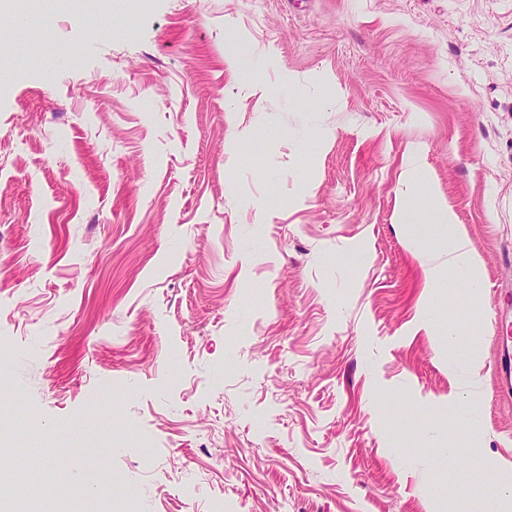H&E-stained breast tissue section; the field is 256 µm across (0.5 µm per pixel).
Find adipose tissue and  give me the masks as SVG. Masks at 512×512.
<instances>
[{
  "label": "adipose tissue",
  "mask_w": 512,
  "mask_h": 512,
  "mask_svg": "<svg viewBox=\"0 0 512 512\" xmlns=\"http://www.w3.org/2000/svg\"><path fill=\"white\" fill-rule=\"evenodd\" d=\"M426 206L431 221L439 226L442 236L440 249L425 270L427 285L444 288L451 282L463 281L471 291H478L481 284L477 275L478 262L471 253L468 240L458 232L453 215L435 200H428Z\"/></svg>",
  "instance_id": "obj_1"
}]
</instances>
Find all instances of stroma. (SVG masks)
<instances>
[{"label": "stroma", "mask_w": 512, "mask_h": 512, "mask_svg": "<svg viewBox=\"0 0 512 512\" xmlns=\"http://www.w3.org/2000/svg\"><path fill=\"white\" fill-rule=\"evenodd\" d=\"M32 8L0 9V490L23 512H125L128 488L134 512H491L512 0ZM426 194L478 296L427 287Z\"/></svg>", "instance_id": "stroma-1"}]
</instances>
